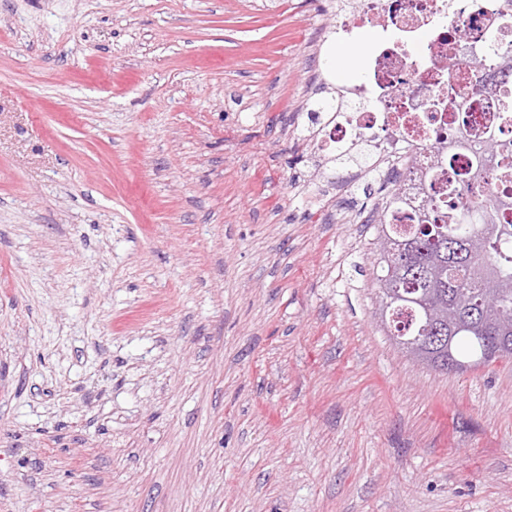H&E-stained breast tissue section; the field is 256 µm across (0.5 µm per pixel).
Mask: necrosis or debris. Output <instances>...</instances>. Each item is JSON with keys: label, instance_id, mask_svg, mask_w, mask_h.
Returning a JSON list of instances; mask_svg holds the SVG:
<instances>
[{"label": "necrosis or debris", "instance_id": "1", "mask_svg": "<svg viewBox=\"0 0 512 512\" xmlns=\"http://www.w3.org/2000/svg\"><path fill=\"white\" fill-rule=\"evenodd\" d=\"M332 24L317 37L357 41L372 26L376 36L361 54L358 83L332 87L328 74L306 75L312 95L304 106L316 151L333 155L362 147L373 165L402 193L398 217L413 214L432 186L421 171L432 150L459 134L480 140L496 122L491 99L460 118L454 100L473 74L489 89L512 73V58L487 67L484 47L512 43V0H319ZM335 92L338 107L323 112L316 92Z\"/></svg>", "mask_w": 512, "mask_h": 512}]
</instances>
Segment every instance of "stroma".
Instances as JSON below:
<instances>
[{"mask_svg":"<svg viewBox=\"0 0 512 512\" xmlns=\"http://www.w3.org/2000/svg\"><path fill=\"white\" fill-rule=\"evenodd\" d=\"M312 0H0V512H512V361L375 316L382 174L301 124Z\"/></svg>","mask_w":512,"mask_h":512,"instance_id":"stroma-1","label":"stroma"}]
</instances>
